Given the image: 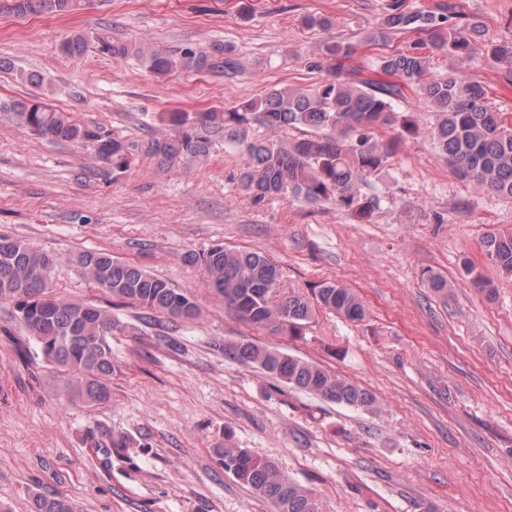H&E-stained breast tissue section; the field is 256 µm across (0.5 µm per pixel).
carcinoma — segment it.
Segmentation results:
<instances>
[{
    "instance_id": "obj_1",
    "label": "carcinoma",
    "mask_w": 512,
    "mask_h": 512,
    "mask_svg": "<svg viewBox=\"0 0 512 512\" xmlns=\"http://www.w3.org/2000/svg\"><path fill=\"white\" fill-rule=\"evenodd\" d=\"M80 6L81 0H9L5 8L17 15L65 16ZM453 14L451 2L440 5L437 12L391 9L361 39L379 51L372 65L379 78L351 75L347 62L356 53L357 43L331 39L323 44L319 57L308 61L309 68L326 70L327 78L309 88L272 87L257 98L223 109L166 112L164 123L170 134L149 138L144 152L162 164L177 159L191 163L209 157L216 141L236 135L252 122L267 128L312 129L316 134L286 143L248 144L238 186L255 205L272 198L313 206L332 204L368 223L379 200L362 193L359 184L380 175L397 149L420 133L416 114L396 109L412 93L435 114L427 134L453 172L479 189L512 198V114L493 109L487 88L461 70L450 68L446 74L434 75L429 55L420 48H391L395 35L417 32L425 35L430 48L460 60L481 50L511 76L512 42L487 37L479 21L450 27L448 19ZM90 46L115 59L132 57L159 76L184 72L226 77L237 72L231 50L222 45L208 53L192 45L173 50L146 43L131 45L114 40L106 29L78 31L63 49L82 54ZM0 114L49 141L93 140L101 159L111 162L114 169L129 166L133 159V146L82 128L68 113L37 95L25 101L0 100ZM389 128L396 134L385 142L377 132ZM481 246L498 271L512 277V232L488 231ZM187 261L202 263L212 291L224 300L227 310L273 333L302 335L317 308L351 322H362L367 316L358 295L334 281L321 283L310 297L276 295L279 270L260 250H233L218 244L200 257L188 255ZM56 263L54 256L35 246L0 237V299L13 303L16 319L29 330L44 359L65 373L63 395L72 402L97 405L111 396L106 383L115 370L111 339L125 327L105 308L55 296L52 273ZM76 264L86 280L119 302L188 321L202 314L194 296L113 258L108 250L82 252ZM467 272L473 287L488 297L495 294L492 281L474 265H468ZM422 277L435 297L448 302L450 288L444 275L427 270ZM224 356L339 405L368 410L375 404L367 389L274 347L249 340L230 342L224 344ZM86 442L93 448L130 447L125 437L112 439V431L102 424L88 428ZM213 451L224 472L270 500L277 512H319L312 495L272 461L227 442ZM33 502L34 512H74L64 497L37 494Z\"/></svg>"
}]
</instances>
